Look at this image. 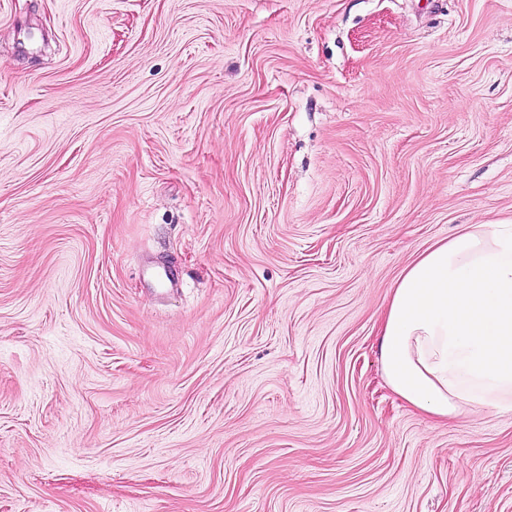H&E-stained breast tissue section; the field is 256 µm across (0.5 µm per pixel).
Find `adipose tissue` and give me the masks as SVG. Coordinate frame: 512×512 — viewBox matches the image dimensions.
<instances>
[{"mask_svg":"<svg viewBox=\"0 0 512 512\" xmlns=\"http://www.w3.org/2000/svg\"><path fill=\"white\" fill-rule=\"evenodd\" d=\"M383 376L435 421L512 411V224H469L421 252L391 290Z\"/></svg>","mask_w":512,"mask_h":512,"instance_id":"1","label":"adipose tissue"}]
</instances>
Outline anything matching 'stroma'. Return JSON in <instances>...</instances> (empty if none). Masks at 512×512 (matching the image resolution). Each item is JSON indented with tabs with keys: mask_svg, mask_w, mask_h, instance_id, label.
I'll return each mask as SVG.
<instances>
[{
	"mask_svg": "<svg viewBox=\"0 0 512 512\" xmlns=\"http://www.w3.org/2000/svg\"><path fill=\"white\" fill-rule=\"evenodd\" d=\"M508 220L512 0H0V512H512L379 356Z\"/></svg>",
	"mask_w": 512,
	"mask_h": 512,
	"instance_id": "obj_1",
	"label": "stroma"
}]
</instances>
